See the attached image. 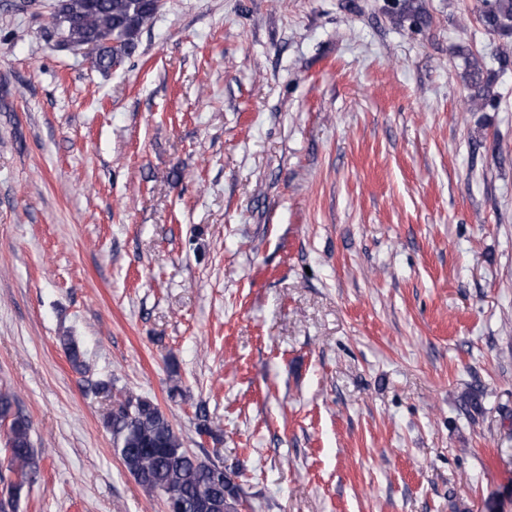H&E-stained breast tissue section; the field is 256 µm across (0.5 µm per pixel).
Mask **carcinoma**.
<instances>
[{"label":"carcinoma","instance_id":"cac0c4a2","mask_svg":"<svg viewBox=\"0 0 512 512\" xmlns=\"http://www.w3.org/2000/svg\"><path fill=\"white\" fill-rule=\"evenodd\" d=\"M155 0H56L52 12L55 46L80 51L91 68L107 73L130 58L142 31L157 14ZM484 27L493 33L512 35V0H484ZM466 81L474 94L468 103L494 100L490 79L484 77L479 59L467 58ZM71 365H83L76 339H60ZM97 393L112 401L104 424L112 432L115 452L125 468L148 491L163 497L172 494L181 512H240L243 502L239 486L217 467L208 465L184 447L168 416L153 399L128 390L114 393L112 381L96 383ZM0 421L8 423V471L15 480L0 473L9 484V496L0 500V512L14 508L13 502L37 472V455L30 432L31 422L17 407L13 394L0 391Z\"/></svg>","mask_w":512,"mask_h":512}]
</instances>
